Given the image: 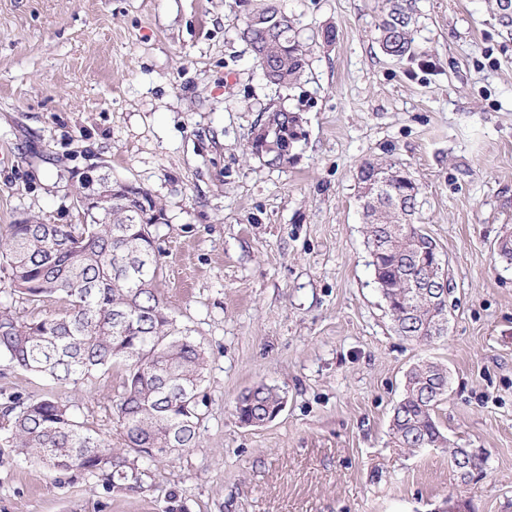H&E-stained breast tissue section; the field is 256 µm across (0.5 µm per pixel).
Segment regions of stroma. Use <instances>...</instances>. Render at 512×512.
<instances>
[{
	"instance_id": "stroma-1",
	"label": "stroma",
	"mask_w": 512,
	"mask_h": 512,
	"mask_svg": "<svg viewBox=\"0 0 512 512\" xmlns=\"http://www.w3.org/2000/svg\"><path fill=\"white\" fill-rule=\"evenodd\" d=\"M271 2L308 49L294 85L268 83L234 28L255 0H0V233L81 223L77 192L105 172L141 186L165 215L160 293L208 355L198 443L151 462L143 491L0 446V512H432L451 494L512 512V36L484 0H413L416 57L399 62L374 40L383 0ZM271 107L300 118L281 167L251 151ZM367 159L412 173L448 262L431 343L395 333L374 281ZM422 359L448 370L450 446L485 458L467 480L447 449L392 443ZM123 375L57 386L0 359V395L54 394L117 446ZM258 383L287 403L249 427L233 402Z\"/></svg>"
}]
</instances>
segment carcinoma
Segmentation results:
<instances>
[{
	"instance_id": "cac0c4a2",
	"label": "carcinoma",
	"mask_w": 512,
	"mask_h": 512,
	"mask_svg": "<svg viewBox=\"0 0 512 512\" xmlns=\"http://www.w3.org/2000/svg\"><path fill=\"white\" fill-rule=\"evenodd\" d=\"M262 4L239 28L255 59L276 67L273 84L298 82L306 50L292 19L278 32L253 24V16L276 17ZM412 0H385L376 28L380 50L398 60L415 53ZM396 173L380 197L363 211L366 243L382 253L373 265L377 286L391 303L397 332L416 342L434 336L428 325L448 314V303L412 308L406 285L426 276L425 265L410 261L423 255L425 234L412 220L419 186L408 173L379 160L363 162L358 173ZM120 205L107 224L82 211L81 224H44L28 220L9 225L4 274L11 294L28 302L57 298L67 302L61 314L21 319L0 311V359L13 367L75 383L116 363L126 365L122 392L112 402L123 447L112 437L84 427L71 408L51 396L37 399L10 394L0 404V441L60 472L87 473L110 491L143 489L145 465L158 457L151 448L179 454L195 445L199 434V398L204 378V348L176 328L157 288L159 266L152 227L164 219L163 208L141 187H117ZM412 388L403 392L390 422L393 443L416 451L435 444L452 456L435 410L448 392V371L433 362L415 364L406 374ZM281 390L258 383L236 398L239 422L249 425L272 417Z\"/></svg>"
}]
</instances>
